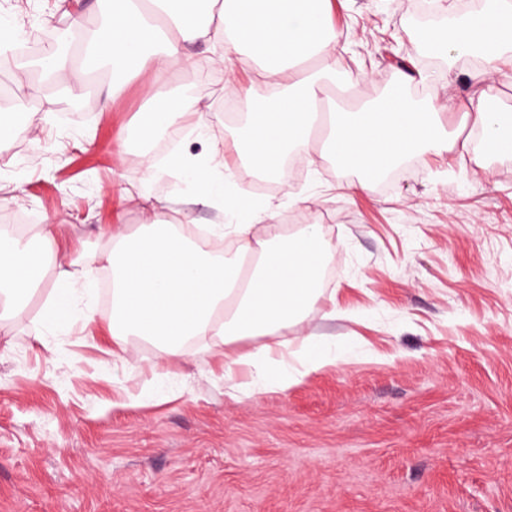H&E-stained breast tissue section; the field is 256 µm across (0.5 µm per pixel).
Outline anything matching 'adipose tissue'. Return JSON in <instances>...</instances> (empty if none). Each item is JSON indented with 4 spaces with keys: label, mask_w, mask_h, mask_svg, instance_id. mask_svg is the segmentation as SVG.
Here are the masks:
<instances>
[{
    "label": "adipose tissue",
    "mask_w": 512,
    "mask_h": 512,
    "mask_svg": "<svg viewBox=\"0 0 512 512\" xmlns=\"http://www.w3.org/2000/svg\"><path fill=\"white\" fill-rule=\"evenodd\" d=\"M204 0H112V26L86 37V52L99 64L126 72L149 63L144 90L155 106L142 131L188 123L204 129L205 109L198 100L181 97L172 87L174 68L195 67L185 45L209 42L216 63L238 52L261 61L263 76L276 94L270 106L247 112L245 134L235 148L255 171L284 176L282 161L295 147L308 144L317 109L327 97L324 79L333 70L339 46L330 21L329 0H224L220 17L202 7ZM421 42L447 55H480L483 65L470 74L480 84L512 71V0H493L489 9L451 14L427 28ZM315 59L318 71L305 73L303 61ZM47 77L71 95L84 91L89 68L71 62L59 50L43 58ZM413 75H397L384 95L361 103L351 112L328 115L326 143L337 163L359 171L360 189H368L385 172L418 152H466L468 139L447 128L440 107L413 105L406 88ZM462 125L483 133V148L512 157V109L483 99L458 105ZM224 151L212 145L205 160L173 155L167 165L148 164L149 180L180 169L191 177L201 197L223 198ZM137 195L147 215L136 232L116 225L109 232L108 253L81 250L76 264L93 271L100 260L112 267V322L115 351L127 352L131 338L155 344L163 357H176L193 339L209 340L224 350V376L247 369L249 379L234 382L233 391L250 397L285 390L307 375L334 365L336 357L311 337L290 350L283 337L307 319L323 294V271L332 246L316 224L293 235L280 232L255 238L253 228L269 217L267 208L253 211L250 222L234 224L233 251L217 256L202 244L179 234L160 213L174 209L171 201L154 197L146 188ZM55 266L56 283L41 312L46 325H66L76 318L92 321V311H78L77 289L67 264L57 258L51 227H43L41 244L0 233V319H5L35 286L36 272ZM257 338L250 351L234 350L235 342Z\"/></svg>",
    "instance_id": "adipose-tissue-1"
}]
</instances>
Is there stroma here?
<instances>
[{"instance_id": "35a3bbf8", "label": "stroma", "mask_w": 512, "mask_h": 512, "mask_svg": "<svg viewBox=\"0 0 512 512\" xmlns=\"http://www.w3.org/2000/svg\"><path fill=\"white\" fill-rule=\"evenodd\" d=\"M102 0H0L27 41L57 26L87 32ZM340 37L328 93L338 104L375 99L399 72L421 73L411 100L437 106L482 95L512 105V78L472 83L412 48L417 0H330ZM196 68L174 77L206 107L208 131L172 127L136 145L148 110L141 77L89 73L82 97L38 87L32 70L7 78L40 105L0 153V214L20 205L24 230L56 229L58 259L100 252L107 230L143 221L128 190L143 183L152 146L175 139L203 156L225 144L239 209L197 197L173 172L154 194L188 200L193 226L227 224L253 207L275 220L323 214L335 275L301 328L335 365L288 390L231 396L220 349L186 344L162 359L135 340L112 356L103 274L86 287L93 322L40 320L55 281L35 290L0 328V512H512V159L468 152L416 156L369 190L322 142L294 149L289 183L265 193L230 148L243 112L227 115L226 71L209 44L189 47ZM370 81L358 84L360 72ZM309 197L289 205V192ZM159 385L157 397H142Z\"/></svg>"}]
</instances>
